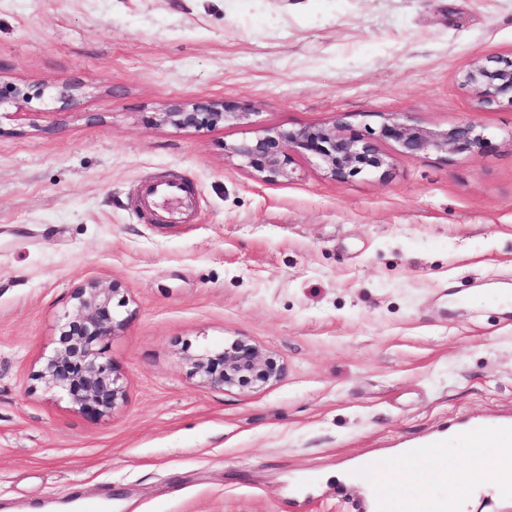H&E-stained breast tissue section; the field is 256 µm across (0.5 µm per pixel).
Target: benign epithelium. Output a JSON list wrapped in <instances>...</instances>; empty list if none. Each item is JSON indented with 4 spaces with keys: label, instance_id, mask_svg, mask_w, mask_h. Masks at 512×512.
I'll return each instance as SVG.
<instances>
[{
    "label": "benign epithelium",
    "instance_id": "benign-epithelium-1",
    "mask_svg": "<svg viewBox=\"0 0 512 512\" xmlns=\"http://www.w3.org/2000/svg\"><path fill=\"white\" fill-rule=\"evenodd\" d=\"M463 83L479 92L482 107L512 94V60L485 58L475 61L463 74ZM59 110L71 109L83 93L77 82L61 81L54 86ZM43 94L29 85L0 87V103L24 107ZM243 115L222 100H172L152 115L156 125L178 128H213ZM379 138L396 142L401 153L417 158L430 150L479 151L486 143L484 132L468 121L452 125L440 133L426 134L407 123L391 118L379 129ZM245 167L274 181L289 177L288 166L295 155H311L321 160L329 176L345 179L375 173L388 161L373 144L360 136L345 133L340 124L310 125L295 130L267 129L255 139L230 148ZM122 281L107 286L90 281L70 295L72 312L59 322L52 350L43 356L37 380L46 390L60 395L78 411L103 417L123 399L124 386L113 361L106 354L107 340L121 330L115 301ZM192 374L216 389L262 388L280 378L283 366L264 355L252 343L235 339L219 348L205 347L188 357Z\"/></svg>",
    "mask_w": 512,
    "mask_h": 512
}]
</instances>
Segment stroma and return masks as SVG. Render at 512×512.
Wrapping results in <instances>:
<instances>
[{
	"mask_svg": "<svg viewBox=\"0 0 512 512\" xmlns=\"http://www.w3.org/2000/svg\"><path fill=\"white\" fill-rule=\"evenodd\" d=\"M485 57L512 58V0H0V82L47 89L0 105V512H370L355 458L512 418V99L462 83ZM176 98L248 116L148 124ZM388 117L487 142L410 158L373 138ZM337 122L388 167L334 180L305 156L265 182L229 152ZM156 179L190 186L185 218L145 209ZM115 279L126 396L92 418L35 375L73 289ZM234 338L280 379L190 373ZM55 98L60 104L59 110L71 109L83 93V86L77 82L61 81L54 86Z\"/></svg>",
	"mask_w": 512,
	"mask_h": 512,
	"instance_id": "35a3bbf8",
	"label": "stroma"
}]
</instances>
